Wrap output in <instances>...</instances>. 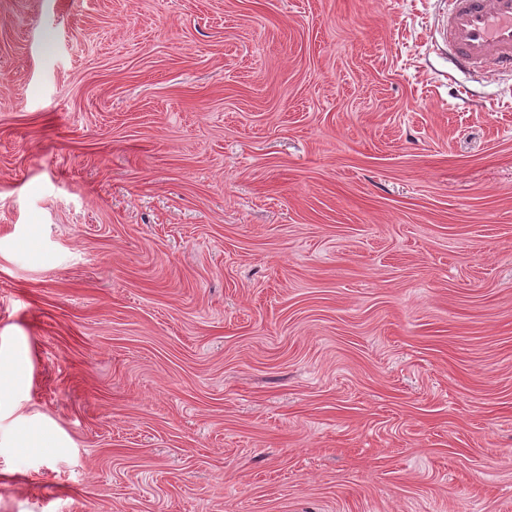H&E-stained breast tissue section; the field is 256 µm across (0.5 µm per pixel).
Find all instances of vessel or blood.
Returning <instances> with one entry per match:
<instances>
[{"label":"vessel or blood","mask_w":512,"mask_h":512,"mask_svg":"<svg viewBox=\"0 0 512 512\" xmlns=\"http://www.w3.org/2000/svg\"><path fill=\"white\" fill-rule=\"evenodd\" d=\"M443 36L457 70L512 72V0H448Z\"/></svg>","instance_id":"vessel-or-blood-1"}]
</instances>
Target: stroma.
Here are the masks:
<instances>
[{"label": "stroma", "mask_w": 512, "mask_h": 512, "mask_svg": "<svg viewBox=\"0 0 512 512\" xmlns=\"http://www.w3.org/2000/svg\"><path fill=\"white\" fill-rule=\"evenodd\" d=\"M444 0H0V512H512V74Z\"/></svg>", "instance_id": "obj_1"}]
</instances>
